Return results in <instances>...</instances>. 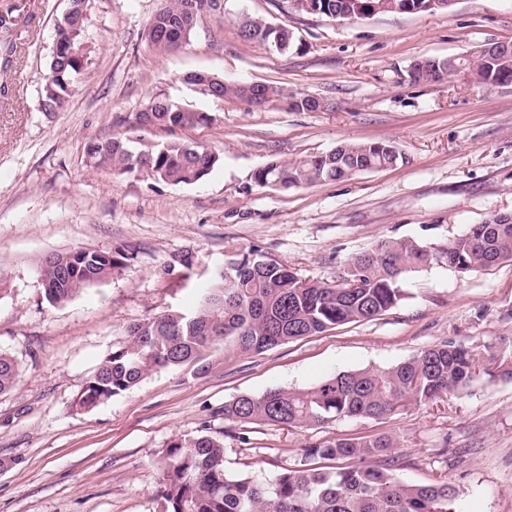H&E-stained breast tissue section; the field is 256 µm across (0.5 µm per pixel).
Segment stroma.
<instances>
[{
	"label": "stroma",
	"mask_w": 512,
	"mask_h": 512,
	"mask_svg": "<svg viewBox=\"0 0 512 512\" xmlns=\"http://www.w3.org/2000/svg\"><path fill=\"white\" fill-rule=\"evenodd\" d=\"M17 20L16 59L0 98V353L20 366L0 394V512H161L160 458L177 438L224 444L230 474L274 478L306 448L390 433L400 478L448 477L456 512H512V381L467 390L387 419L345 418L319 429L225 420L224 406L271 388L309 389L344 370L388 367L448 340L476 350L512 336V261L463 275L446 259L407 275L404 299L376 319L260 353L216 350L151 373L90 411L75 402L101 360L146 318L192 306L232 256L256 248L302 276L334 280L378 241L445 247L470 225L512 216V86L463 74L414 83L413 60L467 55L512 42V0H456L447 11L335 20L288 0H224L182 47L155 51L148 23L161 0H86L88 66L65 107H43L54 25L68 0H0ZM260 17L294 31L289 53L241 38ZM210 72L324 102L315 112L217 100L188 82ZM208 113L181 139L218 153L192 185L91 167L86 142L114 132L132 145L166 132L117 124L151 98ZM388 141L397 166L282 192L257 186L267 162ZM122 251L108 280L53 305L36 266L47 253Z\"/></svg>",
	"instance_id": "35a3bbf8"
}]
</instances>
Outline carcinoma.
Masks as SVG:
<instances>
[{"label":"carcinoma","mask_w":512,"mask_h":512,"mask_svg":"<svg viewBox=\"0 0 512 512\" xmlns=\"http://www.w3.org/2000/svg\"><path fill=\"white\" fill-rule=\"evenodd\" d=\"M410 2L428 12V0H293L300 12L336 18L357 17L377 4L385 13H402ZM216 0H165L151 18L149 43L159 52L176 49L191 32L164 21L176 20L186 7L198 17L215 10ZM86 20L80 14L55 23L50 77L43 93L45 107H64L84 75L87 58L82 39ZM246 18L243 38L297 48L288 29ZM478 85L512 84V51L494 60L473 56L457 60ZM189 81L206 86L226 99H241L235 84L194 73ZM208 121L204 112L185 111L177 104L153 98L132 115L136 127L173 131ZM85 153L96 169L114 175L146 174L158 181L194 184L220 161L213 150L180 139L159 145L143 143L137 150L125 138L92 137ZM343 157L336 164V155ZM338 154L319 153L294 160H274L253 173L260 187L288 190L341 181L360 172L397 166L401 155L383 141L344 142ZM448 267L460 274L487 270L512 261V219L499 216L473 224L440 249ZM122 252L92 249L54 252L39 264L46 299L63 304L82 290L99 284L123 266ZM435 260L431 247L413 238L382 240L353 256L332 282L304 278L287 264L253 248L228 260L202 291L198 306L174 310L134 325L130 339L98 365L76 406L92 410L141 383L150 373L199 361L210 350L258 352L293 339L313 336L337 326L368 321L395 307L403 298L402 280ZM20 367L0 353V393L14 389ZM486 376L512 380V340L503 339L477 353L453 341L423 349L387 368L340 371L307 390L272 388L260 396H241L224 405V419L264 421L298 429L327 426L345 418H383L458 392ZM388 434L339 437L306 449L299 464L275 478L231 475L224 468V444L205 434L178 439L164 449L161 460L162 512H456L457 487L440 480L411 484L399 478L401 455Z\"/></svg>","instance_id":"1"}]
</instances>
